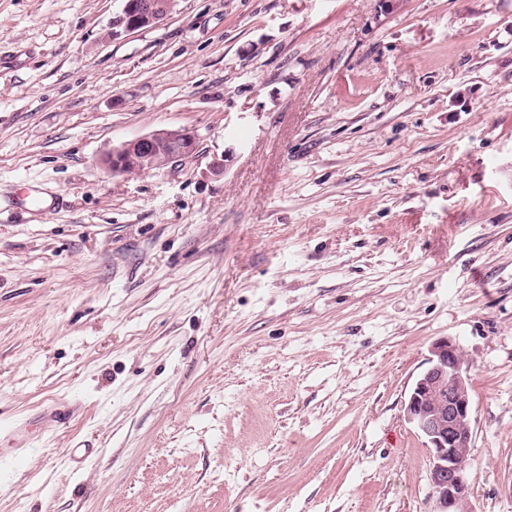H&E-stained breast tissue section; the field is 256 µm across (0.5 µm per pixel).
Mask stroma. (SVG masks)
I'll return each mask as SVG.
<instances>
[{
	"mask_svg": "<svg viewBox=\"0 0 512 512\" xmlns=\"http://www.w3.org/2000/svg\"><path fill=\"white\" fill-rule=\"evenodd\" d=\"M122 8L0 0V195L64 197L0 218V428L76 409L0 439V512H432L447 337L470 506L512 512V0ZM160 128L194 158L101 165ZM175 0H125L121 14L112 21V29L120 27L133 32L154 26L173 11ZM427 360L404 410L429 448L433 512H472L466 477L473 436L471 365L450 338L433 343Z\"/></svg>",
	"mask_w": 512,
	"mask_h": 512,
	"instance_id": "stroma-1",
	"label": "stroma"
}]
</instances>
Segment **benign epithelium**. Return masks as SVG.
I'll return each instance as SVG.
<instances>
[{"label":"benign epithelium","mask_w":512,"mask_h":512,"mask_svg":"<svg viewBox=\"0 0 512 512\" xmlns=\"http://www.w3.org/2000/svg\"><path fill=\"white\" fill-rule=\"evenodd\" d=\"M174 5L175 0H124L112 27L133 32L157 25ZM197 144L190 129H157L105 150L101 163L115 175L149 172L188 161L196 154ZM470 372L471 365L456 341H436L404 407L408 422L429 448L435 512H472L466 477L473 436Z\"/></svg>","instance_id":"1"}]
</instances>
